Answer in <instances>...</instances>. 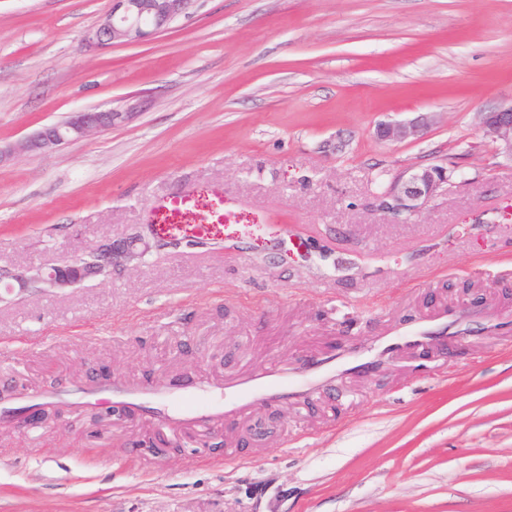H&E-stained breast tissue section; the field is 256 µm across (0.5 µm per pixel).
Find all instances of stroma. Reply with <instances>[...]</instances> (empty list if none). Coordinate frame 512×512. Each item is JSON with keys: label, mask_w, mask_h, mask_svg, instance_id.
Instances as JSON below:
<instances>
[{"label": "stroma", "mask_w": 512, "mask_h": 512, "mask_svg": "<svg viewBox=\"0 0 512 512\" xmlns=\"http://www.w3.org/2000/svg\"><path fill=\"white\" fill-rule=\"evenodd\" d=\"M112 0H0V145L68 113L129 122L0 164V512H512V158L479 115L512 104V0H194L152 41H85ZM434 112L423 139L375 126ZM342 142L322 152L326 141ZM448 170L415 216L377 178ZM222 197V239L153 237L172 198ZM135 266L20 289L105 241ZM466 334L337 369L173 439L170 407L112 425L76 394L221 383L368 348L423 322Z\"/></svg>", "instance_id": "35a3bbf8"}]
</instances>
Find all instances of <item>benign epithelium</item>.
I'll list each match as a JSON object with an SVG mask.
<instances>
[{
  "instance_id": "obj_1",
  "label": "benign epithelium",
  "mask_w": 512,
  "mask_h": 512,
  "mask_svg": "<svg viewBox=\"0 0 512 512\" xmlns=\"http://www.w3.org/2000/svg\"><path fill=\"white\" fill-rule=\"evenodd\" d=\"M194 0H112V9L97 27L89 31L87 42L99 47L131 45L147 42L168 29L170 24L187 13ZM131 112L115 109H83L69 113L60 122L46 124L23 140L0 147V164L16 154L44 153L82 139L93 132L108 130L130 120ZM434 122L431 112H421L406 121L383 120L376 125V136L382 141L404 142L421 138ZM481 124L500 150L512 156V105L489 112ZM448 182V170L426 166L404 171L387 185L379 198L381 209L396 215H415ZM149 243L139 250L127 241L114 244L108 240L88 257L66 259L48 269L28 267L10 274L21 288L62 289L91 279L106 280L112 270L140 261L148 252Z\"/></svg>"
}]
</instances>
